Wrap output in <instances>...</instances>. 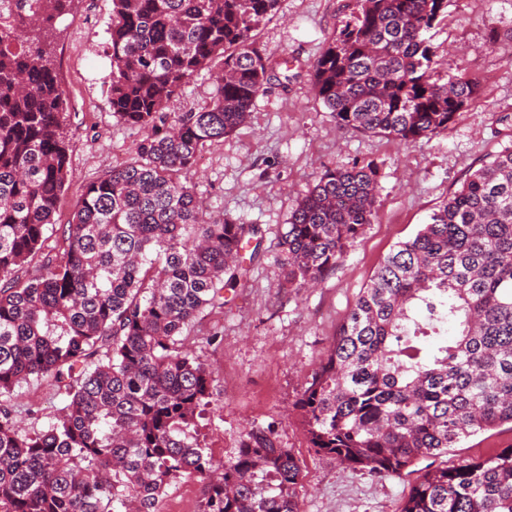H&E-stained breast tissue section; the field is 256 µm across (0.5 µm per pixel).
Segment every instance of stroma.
<instances>
[{
	"instance_id": "35a3bbf8",
	"label": "stroma",
	"mask_w": 512,
	"mask_h": 512,
	"mask_svg": "<svg viewBox=\"0 0 512 512\" xmlns=\"http://www.w3.org/2000/svg\"><path fill=\"white\" fill-rule=\"evenodd\" d=\"M354 8L355 0H283L254 40L287 65V77L271 80L247 121L206 145L187 175L209 212L258 225L263 236L247 276L225 289L223 309L204 310L184 342L213 371L201 444L224 460L246 431L273 427L278 446L292 449L301 467L300 512H399L414 476H373L318 453L294 403L382 258L429 222L469 169L512 143V0H448L431 44L453 73L476 80L479 92L447 132L408 147L340 127L312 90V64ZM111 14L112 0H74L53 35L68 98L64 125L74 142L57 227L88 182L133 161L142 137L116 121L107 101ZM354 162L377 167L376 221L316 287H289L273 263L282 225L326 168ZM12 404L23 426L40 428L63 399L41 378L17 387ZM508 446L512 430L503 427L470 437L439 462L453 465Z\"/></svg>"
}]
</instances>
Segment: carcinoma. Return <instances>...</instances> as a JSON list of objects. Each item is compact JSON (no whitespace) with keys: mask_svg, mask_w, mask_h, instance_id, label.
I'll return each mask as SVG.
<instances>
[{"mask_svg":"<svg viewBox=\"0 0 512 512\" xmlns=\"http://www.w3.org/2000/svg\"><path fill=\"white\" fill-rule=\"evenodd\" d=\"M72 2L0 0V512H158L180 479L204 484L202 512H299L300 466L272 427L222 464L201 446L212 371L183 349L243 276L240 251H261L257 225L206 218L186 175L275 76L253 33L283 0H112V116L144 136L85 186L59 256L20 283L69 176L50 38ZM447 7L357 0L310 70L339 126L404 146L448 130L478 84L432 59L424 33ZM218 58L209 101L163 112ZM376 202L373 164L325 169L279 237L288 284L336 270ZM34 377L64 405L29 431L9 402ZM297 406L317 451L370 475L419 472L400 512H512V447L415 469L512 425V143L380 261Z\"/></svg>","mask_w":512,"mask_h":512,"instance_id":"cac0c4a2","label":"carcinoma"}]
</instances>
